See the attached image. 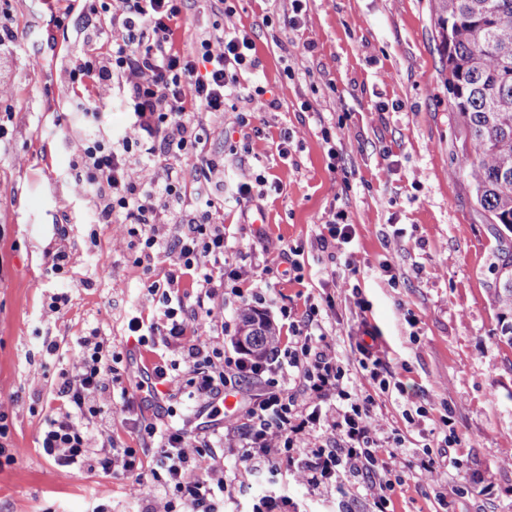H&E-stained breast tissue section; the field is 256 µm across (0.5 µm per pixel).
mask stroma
Returning <instances> with one entry per match:
<instances>
[{
  "mask_svg": "<svg viewBox=\"0 0 512 512\" xmlns=\"http://www.w3.org/2000/svg\"><path fill=\"white\" fill-rule=\"evenodd\" d=\"M230 5L228 16L220 0H191L177 31L182 48L225 24L245 27L260 61L248 82L280 101L279 109L254 115L261 134L238 158L224 139L237 127L236 112L199 115L204 153L224 163L212 182H232L243 168L270 182L260 200L226 203L213 192L224 204L229 261L268 244L303 246V283L277 275L268 283L299 306L308 296L320 305L333 298L328 320L340 358H353L350 336L360 321L377 329L388 368L404 388L378 401L388 429L414 448L425 431H442L445 418L453 419L462 470L437 458V484L407 480L393 498L397 512H512V347L500 334L493 298L494 264L502 250L512 251V234L499 236L455 172L467 142L448 104L432 0H305L296 30L288 26L291 0ZM56 8L55 0H0L17 34L0 53V411L16 457L0 467V512H90L104 487L108 512H166L165 497L143 501L133 477L69 475L39 446L44 419L61 405L58 374L81 337L98 336L141 366L143 348L128 336L127 322L136 311H151L146 277H164L170 264L161 254L139 266L133 238L120 225L98 223L95 198L74 180L78 142L95 130L121 136L131 116L118 84L98 116L69 104V71L85 46L78 40L71 54L49 53ZM284 128L292 135L285 159L277 149ZM173 167L186 195L160 216L159 233L169 241L181 233L182 214L195 210L198 188L191 160H160L151 176L165 181ZM334 212L347 214L354 227L361 308L342 291L334 263L313 246L317 224ZM60 248L69 260L57 276L48 264ZM385 260L393 265L389 278L379 270ZM62 292L67 304L50 312L51 296ZM47 340L58 344L57 354L45 353ZM136 382L134 372L113 382L112 423L89 425L91 447L141 449L148 441L135 421L162 424L171 410L194 419L187 391L153 399ZM124 390L134 394L133 410L122 407ZM420 405L428 419L408 423L406 411ZM203 466L210 481L236 488L224 512H252L269 495L292 500L300 512L370 510L369 491L351 484L322 497L285 472L262 478L240 470L229 455ZM464 479L473 493H458Z\"/></svg>",
  "mask_w": 512,
  "mask_h": 512,
  "instance_id": "stroma-1",
  "label": "stroma"
}]
</instances>
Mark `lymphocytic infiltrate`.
<instances>
[{
    "instance_id": "lymphocytic-infiltrate-1",
    "label": "lymphocytic infiltrate",
    "mask_w": 512,
    "mask_h": 512,
    "mask_svg": "<svg viewBox=\"0 0 512 512\" xmlns=\"http://www.w3.org/2000/svg\"><path fill=\"white\" fill-rule=\"evenodd\" d=\"M188 3L123 0L121 11L111 17L119 34L107 51L77 60L69 80L77 86L76 97L86 113L95 114L97 101L121 81L132 121L118 141L82 139L71 169L76 182L96 198L99 223L126 225L143 256H151L159 246L173 256L164 278L146 282L155 313L132 317L128 323L140 345L163 347L171 354L145 369L139 390L155 397L163 385L189 388L191 398L213 421L223 414L225 391L250 379L258 380L260 390L245 402L241 421L222 434L181 422L141 425L154 443L153 462L147 468L137 449L90 447L83 423L111 420L105 396L122 358L104 343L85 344L59 375L63 406L47 419L40 445L71 475L97 469L134 476L145 495L166 497L167 512L181 506L189 512H224L232 486L198 473L200 458L218 448L228 449L247 471L274 475L288 470L315 493L335 491L350 478L362 477L372 489L371 512H394L393 495L403 482V471L414 470L421 480L434 481V449L447 454L449 466L461 467L460 437L436 435L423 448L405 447L375 413L378 397L392 391L388 366L376 354L375 333L362 328L354 338L357 361H344L336 354L318 305L307 303L300 312L287 305L283 294L258 292V285L280 268L300 275L301 247H264L254 260L225 268L224 227L214 223L207 208L196 209L172 243L160 244L159 214L168 203L181 200L182 178L173 170L159 184L146 174L132 179L126 170L125 156L131 152L148 168L161 157L191 154L198 172L209 174L216 163L198 150L203 142L198 112L239 106L238 126L245 129L253 113L279 106L277 99L266 98L265 87L242 83L246 71L256 65L255 44L246 30L228 26L221 36H198L191 50L177 48V22ZM353 239L354 229L340 212L319 225L314 246L328 258L343 256L346 271L354 276L358 268ZM185 277L198 287L191 304L173 290ZM246 282L251 285L247 292L242 289ZM257 295L278 309L287 346L260 358L240 349L228 354L214 342L220 330L214 310L228 297L247 306ZM354 364L363 383L353 387L349 381Z\"/></svg>"
}]
</instances>
